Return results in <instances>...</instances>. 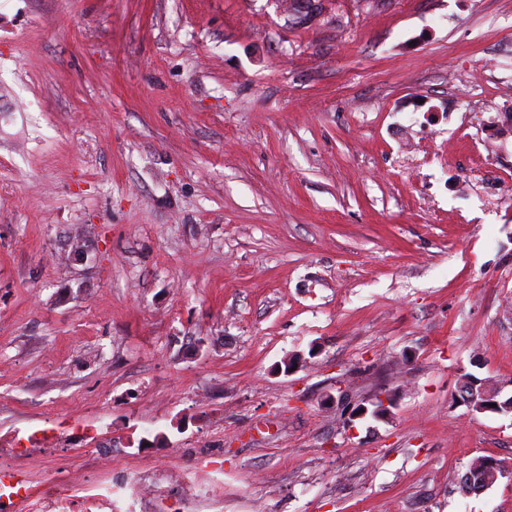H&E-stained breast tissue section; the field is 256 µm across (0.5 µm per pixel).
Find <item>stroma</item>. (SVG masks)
<instances>
[{"mask_svg": "<svg viewBox=\"0 0 512 512\" xmlns=\"http://www.w3.org/2000/svg\"><path fill=\"white\" fill-rule=\"evenodd\" d=\"M511 48L512 0H0V435L84 414L156 512H512L459 388L512 396ZM290 10L295 23L305 25L316 19L321 10L320 0L290 1ZM446 142L438 140L435 136L418 139L412 145V157L417 167L430 163L434 160H441L446 155ZM503 466L501 463L492 458H477L472 463H469L466 472L461 478L463 487L470 491L469 486L464 482L463 477L466 474H471L475 481H480L484 487L491 486L503 473Z\"/></svg>", "mask_w": 512, "mask_h": 512, "instance_id": "stroma-1", "label": "stroma"}]
</instances>
